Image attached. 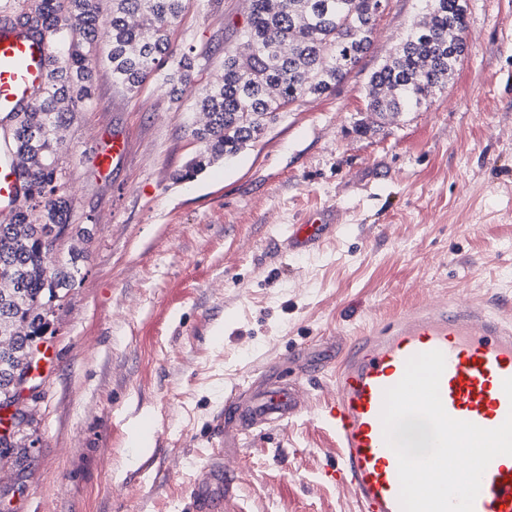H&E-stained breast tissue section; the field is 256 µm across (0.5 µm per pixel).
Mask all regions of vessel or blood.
Instances as JSON below:
<instances>
[{
    "label": "vessel or blood",
    "instance_id": "vessel-or-blood-1",
    "mask_svg": "<svg viewBox=\"0 0 512 512\" xmlns=\"http://www.w3.org/2000/svg\"><path fill=\"white\" fill-rule=\"evenodd\" d=\"M46 82L42 47L0 30V112L13 110ZM19 173L0 162V204L13 199ZM339 218L329 209L294 225L292 250H310L331 234ZM441 351L445 370L440 396L447 414L491 429L512 412L503 381L512 378V324L483 308L440 302L415 305L356 339L333 380L336 393L318 415L336 438L335 467L326 481L349 486L361 512H401L398 460L383 435L384 392L397 384L407 360L419 353ZM305 392L294 385L255 391L251 398L231 393L225 400L227 434L249 437L256 428L280 425L298 415ZM473 512H512V456L494 458L485 470Z\"/></svg>",
    "mask_w": 512,
    "mask_h": 512
}]
</instances>
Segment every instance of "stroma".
Returning a JSON list of instances; mask_svg holds the SVG:
<instances>
[{
  "instance_id": "35a3bbf8",
  "label": "stroma",
  "mask_w": 512,
  "mask_h": 512,
  "mask_svg": "<svg viewBox=\"0 0 512 512\" xmlns=\"http://www.w3.org/2000/svg\"><path fill=\"white\" fill-rule=\"evenodd\" d=\"M383 3L335 91L191 181L174 175L201 148L195 97L237 47L244 0H189L173 42L201 67L181 100L160 73L126 94L98 63L61 158L86 251L45 336L51 373L0 460L10 512H196L190 487L211 462L240 473L243 512H358L322 478L337 448L316 419L353 340L443 296L512 303V0H467L453 78L393 121L368 111L369 79L426 8ZM116 138L127 154L101 167L93 145ZM325 207L336 234L288 250L292 227ZM279 377L307 386L308 409L225 444L226 397Z\"/></svg>"
}]
</instances>
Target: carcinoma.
I'll return each mask as SVG.
<instances>
[{"label": "carcinoma", "instance_id": "1", "mask_svg": "<svg viewBox=\"0 0 512 512\" xmlns=\"http://www.w3.org/2000/svg\"><path fill=\"white\" fill-rule=\"evenodd\" d=\"M100 0H0L3 27L44 45L49 81L17 111L0 113L10 131L25 202L0 220V404L19 395L14 378L28 365L33 343L50 327L48 308L74 286L83 250L73 265L47 275L44 263L72 233L71 201L60 156L63 131L95 92V54L109 44L107 62L116 86L128 93L167 67L169 95L190 88L197 66L191 52L174 48L170 32L188 0H111V18L100 24ZM382 0H249L239 36L246 55L224 52V72L203 93L205 121L192 136L201 151L176 174L190 181L216 161L255 142L293 103L336 89L370 50ZM428 19L413 29L370 78L367 107L381 116L418 109L446 87L461 55L466 10L459 0H426Z\"/></svg>", "mask_w": 512, "mask_h": 512}]
</instances>
